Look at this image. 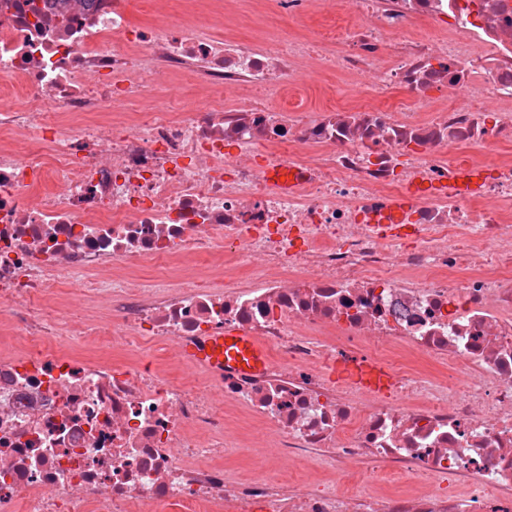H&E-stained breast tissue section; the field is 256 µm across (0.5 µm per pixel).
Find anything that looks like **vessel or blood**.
<instances>
[{"label": "vessel or blood", "mask_w": 512, "mask_h": 512, "mask_svg": "<svg viewBox=\"0 0 512 512\" xmlns=\"http://www.w3.org/2000/svg\"><path fill=\"white\" fill-rule=\"evenodd\" d=\"M478 180V174L464 167L459 168L448 184V191L453 195L473 191L478 185ZM429 192V186L422 183L410 186L402 196L389 202L381 218L382 223H401L409 203ZM199 357L211 367L257 372L265 366L269 351L257 338L242 331L228 330L224 335L211 337L206 350L200 351ZM332 371L337 380L358 385L377 395L386 394L394 386L391 371L376 362L339 361L334 364Z\"/></svg>", "instance_id": "obj_1"}]
</instances>
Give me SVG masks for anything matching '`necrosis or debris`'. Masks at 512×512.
<instances>
[{
	"label": "necrosis or debris",
	"instance_id": "obj_1",
	"mask_svg": "<svg viewBox=\"0 0 512 512\" xmlns=\"http://www.w3.org/2000/svg\"><path fill=\"white\" fill-rule=\"evenodd\" d=\"M58 2L0 0V512H512V0H321L335 34L258 44L183 23L205 0ZM176 74L206 108L156 105ZM459 167L489 176L376 231ZM75 277L106 315L58 319ZM228 329L265 371L189 358ZM232 407L263 476H226ZM349 92L348 85L339 77H333L323 91H320L319 85H315L313 92L309 95L312 106H318L324 100L335 98L336 101L344 99ZM431 188L427 184H414L410 186L402 196L391 200L387 207V212L382 215L380 222L384 224H399L408 208L409 203L420 196L429 194ZM332 372L336 380L358 385L369 392L384 395L393 386L391 371L384 365L366 360L338 361Z\"/></svg>",
	"mask_w": 512,
	"mask_h": 512
}]
</instances>
